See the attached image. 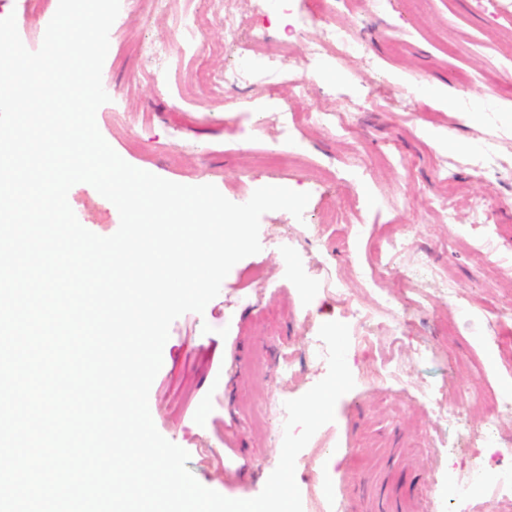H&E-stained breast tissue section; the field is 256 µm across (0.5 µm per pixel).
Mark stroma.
I'll return each mask as SVG.
<instances>
[{"label":"stroma","instance_id":"stroma-1","mask_svg":"<svg viewBox=\"0 0 512 512\" xmlns=\"http://www.w3.org/2000/svg\"><path fill=\"white\" fill-rule=\"evenodd\" d=\"M57 5L49 0L30 15L24 0H0V18L15 16L21 40L35 51ZM234 6L247 20L236 43L201 2L197 53L162 61L141 55L137 44L168 39L170 16L121 9L102 69L110 101L96 123L130 165L180 184L215 185L238 204L268 182L310 195L302 218L264 213L261 251L232 267L203 313L171 324L149 394L157 430L188 451L201 485L233 499L257 496L280 459L285 401L328 372L310 351L321 325L351 321L330 283L341 280L352 300L373 307L355 275L356 265L371 264L381 288L399 296L402 315L377 314L370 344H350L355 386L296 458L303 512H336L341 498L353 512H512V482L492 487L473 477L486 464L484 397L512 390V366L499 358L494 329L512 298V111L504 109L512 104V31L475 0H391L382 11L371 0H338L333 21L362 20L365 53L325 64L305 98L285 84L273 98L257 82L216 91L210 74L246 64L242 48L255 43L267 52L288 45L308 65L319 29L304 39L282 10L257 13L253 0ZM376 90L385 106L374 103ZM411 96L420 105L414 118L401 107ZM280 102L296 112L336 107L352 130L303 127L291 144L300 165L268 168L260 157L279 140ZM241 112L251 126L245 134L236 128ZM467 112L481 113V121L466 123ZM430 129L452 136L456 148L436 147ZM491 138L499 143L498 169L483 177L472 161ZM391 148L406 168L381 161ZM354 157L362 167L351 166ZM444 166L452 170L447 181L439 177ZM493 196L505 205L493 212L482 247L471 208ZM437 197L447 198L449 214L431 212ZM68 202L91 232L117 231V208L90 184L74 185ZM330 209L342 223L314 232ZM360 227L373 235L410 232L434 274L402 257L373 255L355 235ZM264 355L287 358L292 376L257 371ZM387 362L404 364L403 380L380 377ZM434 393L458 406L448 423L435 419Z\"/></svg>","mask_w":512,"mask_h":512}]
</instances>
